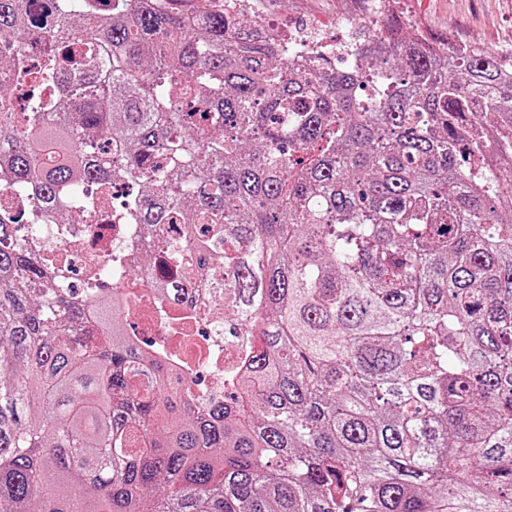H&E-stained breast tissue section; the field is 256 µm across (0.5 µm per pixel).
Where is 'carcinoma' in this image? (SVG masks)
I'll return each instance as SVG.
<instances>
[{"label":"carcinoma","instance_id":"1","mask_svg":"<svg viewBox=\"0 0 512 512\" xmlns=\"http://www.w3.org/2000/svg\"><path fill=\"white\" fill-rule=\"evenodd\" d=\"M25 2L0 0V512H512V64L396 19L338 70L215 3L63 0L32 5L33 68ZM116 169L124 220L182 223L183 278L224 268L249 350L221 400L19 234Z\"/></svg>","mask_w":512,"mask_h":512}]
</instances>
